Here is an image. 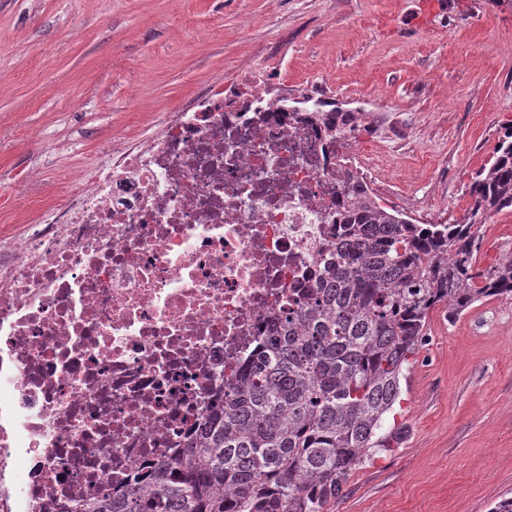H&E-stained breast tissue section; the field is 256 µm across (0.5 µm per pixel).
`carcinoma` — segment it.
Wrapping results in <instances>:
<instances>
[{
  "label": "carcinoma",
  "mask_w": 512,
  "mask_h": 512,
  "mask_svg": "<svg viewBox=\"0 0 512 512\" xmlns=\"http://www.w3.org/2000/svg\"><path fill=\"white\" fill-rule=\"evenodd\" d=\"M311 114L334 143L357 127L355 112ZM470 196L461 221L415 224L359 179L336 192L335 272L277 318L175 464L134 474L127 493L103 492L84 512H329L370 451L398 438L384 423L429 310L456 317L512 297V252L478 264L486 215L512 209V128Z\"/></svg>",
  "instance_id": "carcinoma-1"
}]
</instances>
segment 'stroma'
<instances>
[{"label": "stroma", "instance_id": "obj_1", "mask_svg": "<svg viewBox=\"0 0 512 512\" xmlns=\"http://www.w3.org/2000/svg\"><path fill=\"white\" fill-rule=\"evenodd\" d=\"M245 67L360 113L342 148L384 206H424L434 224L461 220L512 126V12L486 0H0V236ZM481 237L482 265L512 250V209ZM425 333L397 442L331 512H490L512 496V297L454 318L437 306Z\"/></svg>", "mask_w": 512, "mask_h": 512}]
</instances>
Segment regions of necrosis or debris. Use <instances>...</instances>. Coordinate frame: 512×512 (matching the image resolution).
<instances>
[{
  "label": "necrosis or debris",
  "mask_w": 512,
  "mask_h": 512,
  "mask_svg": "<svg viewBox=\"0 0 512 512\" xmlns=\"http://www.w3.org/2000/svg\"><path fill=\"white\" fill-rule=\"evenodd\" d=\"M214 84L0 237V512L174 461L332 244L336 151Z\"/></svg>",
  "instance_id": "necrosis-or-debris-1"
}]
</instances>
